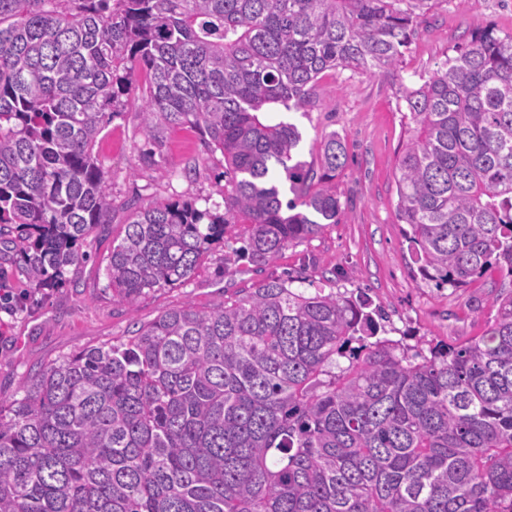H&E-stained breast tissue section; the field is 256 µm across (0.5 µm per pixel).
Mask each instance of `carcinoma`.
Listing matches in <instances>:
<instances>
[{
	"instance_id": "obj_1",
	"label": "carcinoma",
	"mask_w": 512,
	"mask_h": 512,
	"mask_svg": "<svg viewBox=\"0 0 512 512\" xmlns=\"http://www.w3.org/2000/svg\"><path fill=\"white\" fill-rule=\"evenodd\" d=\"M415 8L0 0V238L32 284L64 283L115 211L93 153L104 120L134 107L143 159L183 127L222 154L224 213L137 207L112 241V300L184 285L220 243L269 265L338 221L348 161L334 131L319 167L294 159L301 133L272 114L306 111L327 71L395 70ZM403 98L398 221L422 281L511 278L485 332L380 338L381 310L288 274L169 309L0 403V512H512V33L471 32Z\"/></svg>"
}]
</instances>
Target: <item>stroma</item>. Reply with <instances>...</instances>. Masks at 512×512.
Returning <instances> with one entry per match:
<instances>
[{
  "mask_svg": "<svg viewBox=\"0 0 512 512\" xmlns=\"http://www.w3.org/2000/svg\"><path fill=\"white\" fill-rule=\"evenodd\" d=\"M415 15V31L397 70L373 75L336 69L320 80L312 108L290 113L302 134L301 159L314 161L322 136L334 131L345 139L349 160L336 180L342 203L338 222L288 247L274 264L256 269L236 262L237 274L225 275L224 265L233 256L218 244L185 285L120 305L112 300L106 265L125 214L87 239L83 249L89 261L69 268L59 288L34 289L21 271L15 245L0 241V286L13 296L12 306L0 309V401L14 399L24 377L62 355L122 339L167 309L188 302L212 308L240 289L285 274L317 281L330 273L325 290L363 295L387 314L386 336L393 340L458 343L480 335L496 313L492 299L501 275L492 271L459 289L421 281L396 217L395 172L400 146L409 136L401 89L422 85L474 27L512 33V0H476L469 10L458 0H425ZM138 124L135 109L123 111L107 121L95 146L116 202L223 205L222 155L208 156L198 134L181 128L169 132L153 163H146ZM191 162L192 173L186 170Z\"/></svg>",
  "mask_w": 512,
  "mask_h": 512,
  "instance_id": "35a3bbf8",
  "label": "stroma"
}]
</instances>
